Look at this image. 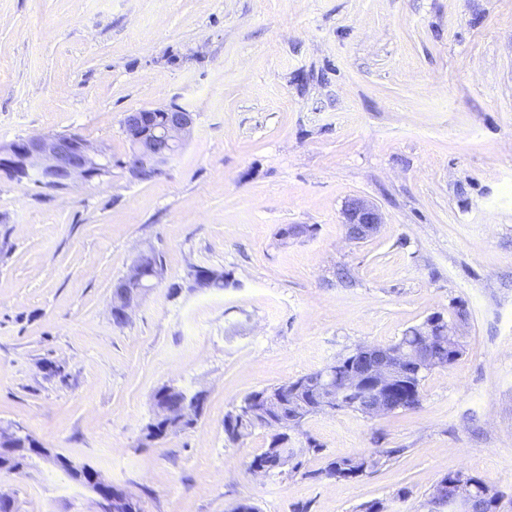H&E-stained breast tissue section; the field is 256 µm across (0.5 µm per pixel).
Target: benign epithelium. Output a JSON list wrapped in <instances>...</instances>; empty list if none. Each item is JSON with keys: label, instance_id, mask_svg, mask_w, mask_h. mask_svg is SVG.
I'll return each mask as SVG.
<instances>
[{"label": "benign epithelium", "instance_id": "benign-epithelium-1", "mask_svg": "<svg viewBox=\"0 0 512 512\" xmlns=\"http://www.w3.org/2000/svg\"><path fill=\"white\" fill-rule=\"evenodd\" d=\"M193 113L175 106L142 109L126 114L123 130L134 144V152L125 166L131 172L154 168L166 162L190 137ZM0 170L10 171L26 181L45 188L66 189L77 181L91 182L107 171V155L78 134H54L21 138L0 147ZM344 224L351 241H362L378 232L382 215L377 206L363 198H354L344 209ZM156 256L154 250L143 252L138 260L113 286L111 313H120L123 321L155 284L143 283V272ZM462 321L445 323L433 317L415 330L414 343L398 345L364 344L354 349L360 361L349 365L341 376L328 365L314 379H303L296 387H309L318 394V408L323 412L338 410L344 405L358 406L371 418L385 415L404 404L407 374L421 375L433 368L430 351L445 337L448 345L459 342ZM183 414L172 416L160 410L155 421L164 427L177 425L199 414L203 393L182 391ZM261 406L254 424L261 428L279 425L275 419L280 404L275 393L260 397ZM20 427L10 432L0 429V463L10 464L26 452L15 447L21 438ZM80 485L96 496L98 512H119L112 498V484L97 473H90ZM469 474L459 471L442 477L436 485L438 500H431L435 512H472Z\"/></svg>", "mask_w": 512, "mask_h": 512}]
</instances>
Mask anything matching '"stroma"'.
<instances>
[{
    "mask_svg": "<svg viewBox=\"0 0 512 512\" xmlns=\"http://www.w3.org/2000/svg\"><path fill=\"white\" fill-rule=\"evenodd\" d=\"M180 105L191 136L151 178L123 162L127 113ZM76 133L113 160L49 190L0 172V427L95 468L140 512H432L451 471L512 512V0H0V146ZM373 202L347 238L345 203ZM306 226V233L289 229ZM164 277L122 326L114 283L144 250ZM198 266L224 271L195 288ZM464 306L463 354L419 407L309 417L299 472L228 442L252 392L389 345ZM203 392L152 439L162 386ZM396 456L350 480L330 459ZM18 512H96L52 463L0 472ZM343 224L351 241H362L378 232L382 215L377 206L363 198H354L344 209Z\"/></svg>",
    "mask_w": 512,
    "mask_h": 512,
    "instance_id": "obj_1",
    "label": "stroma"
}]
</instances>
